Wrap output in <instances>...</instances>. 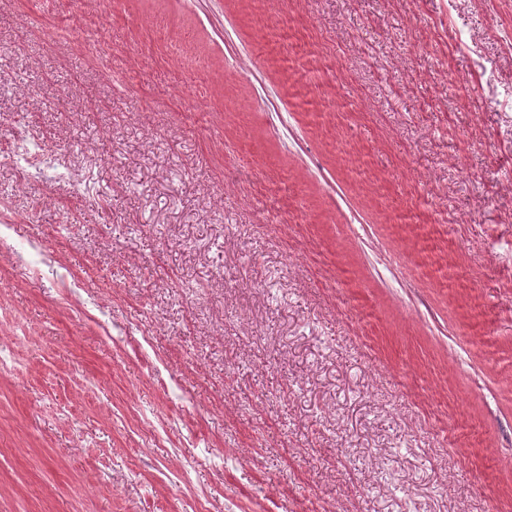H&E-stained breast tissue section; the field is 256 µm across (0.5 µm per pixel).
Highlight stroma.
I'll use <instances>...</instances> for the list:
<instances>
[{"mask_svg":"<svg viewBox=\"0 0 512 512\" xmlns=\"http://www.w3.org/2000/svg\"><path fill=\"white\" fill-rule=\"evenodd\" d=\"M511 84L512 0H0V512H512ZM14 157L20 163V168L28 173L34 170L36 173L51 169L52 154L46 149H42L35 153L23 154L26 143L19 137L14 138Z\"/></svg>","mask_w":512,"mask_h":512,"instance_id":"35a3bbf8","label":"stroma"}]
</instances>
